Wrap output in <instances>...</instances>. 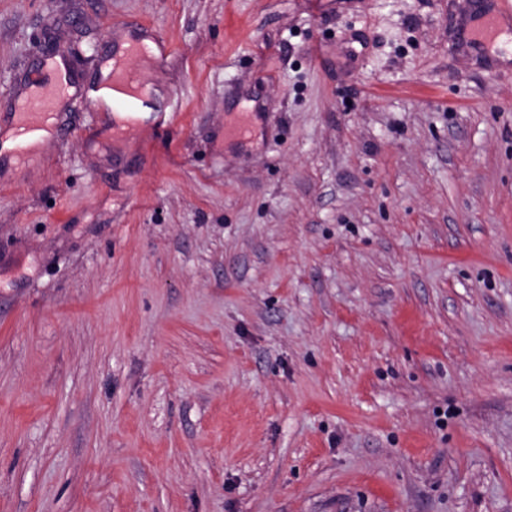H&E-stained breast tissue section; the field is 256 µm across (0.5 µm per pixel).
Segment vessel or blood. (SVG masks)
<instances>
[{
  "mask_svg": "<svg viewBox=\"0 0 512 512\" xmlns=\"http://www.w3.org/2000/svg\"><path fill=\"white\" fill-rule=\"evenodd\" d=\"M512 18V0H498L497 15L480 22L472 36L474 47L480 51L492 49L499 36L497 16ZM168 46L154 35L130 33L127 38L113 42L110 76L83 89H76L64 64L66 58L58 54L45 60L30 73L22 94L11 105L10 130L13 147L11 155L24 160L33 141L42 138L50 128L49 121L59 108L76 93H83L91 106L108 102L112 111L123 114L125 129L137 126L142 113L158 109L157 99L147 77V68L164 61Z\"/></svg>",
  "mask_w": 512,
  "mask_h": 512,
  "instance_id": "vessel-or-blood-1",
  "label": "vessel or blood"
}]
</instances>
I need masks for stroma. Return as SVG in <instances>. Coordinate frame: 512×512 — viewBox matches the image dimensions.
Here are the masks:
<instances>
[{
    "label": "stroma",
    "mask_w": 512,
    "mask_h": 512,
    "mask_svg": "<svg viewBox=\"0 0 512 512\" xmlns=\"http://www.w3.org/2000/svg\"><path fill=\"white\" fill-rule=\"evenodd\" d=\"M467 0H0V105L160 33L163 117L0 153V512H512V61ZM246 126L242 139L228 133ZM499 37V28L495 17H491L480 22L473 32L471 41L474 48L479 51L492 49Z\"/></svg>",
    "instance_id": "1"
}]
</instances>
